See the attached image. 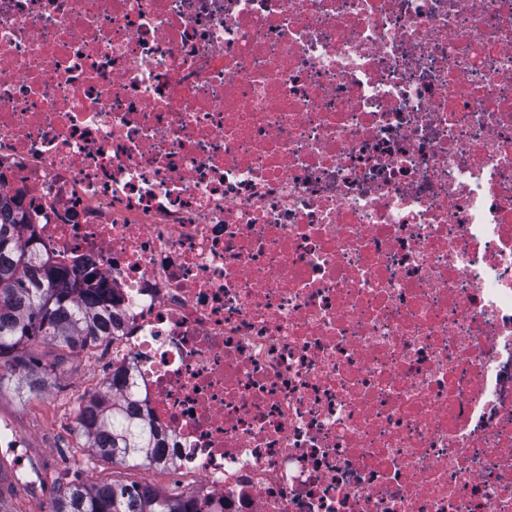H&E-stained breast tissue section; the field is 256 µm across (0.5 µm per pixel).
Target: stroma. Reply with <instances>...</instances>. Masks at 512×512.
Returning a JSON list of instances; mask_svg holds the SVG:
<instances>
[{
	"instance_id": "35a3bbf8",
	"label": "stroma",
	"mask_w": 512,
	"mask_h": 512,
	"mask_svg": "<svg viewBox=\"0 0 512 512\" xmlns=\"http://www.w3.org/2000/svg\"><path fill=\"white\" fill-rule=\"evenodd\" d=\"M27 351L42 363L53 365L55 374L40 393L0 396V420L12 421L17 432L25 435L38 457L55 460V473L69 481L100 482L119 479L140 481L138 467L98 464L96 468L75 465L74 457L89 458L85 436L73 425V406L84 393L102 390L107 378L109 356L95 349L93 356L74 355L58 347L30 343ZM52 499L29 498L14 481V472L0 465V512H48Z\"/></svg>"
}]
</instances>
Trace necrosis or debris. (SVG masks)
Instances as JSON below:
<instances>
[{
	"label": "necrosis or debris",
	"mask_w": 512,
	"mask_h": 512,
	"mask_svg": "<svg viewBox=\"0 0 512 512\" xmlns=\"http://www.w3.org/2000/svg\"><path fill=\"white\" fill-rule=\"evenodd\" d=\"M0 193L189 512H512V0H0Z\"/></svg>",
	"instance_id": "1"
}]
</instances>
